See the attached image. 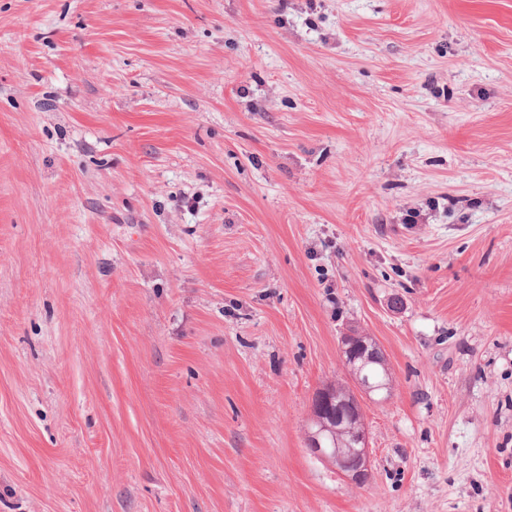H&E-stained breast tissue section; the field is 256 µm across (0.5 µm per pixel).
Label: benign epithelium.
Wrapping results in <instances>:
<instances>
[{
    "mask_svg": "<svg viewBox=\"0 0 512 512\" xmlns=\"http://www.w3.org/2000/svg\"><path fill=\"white\" fill-rule=\"evenodd\" d=\"M353 333L347 332L339 339V348L346 368L355 375L356 387L365 396H371L375 387L368 379L361 377L358 356L352 352ZM325 404L324 393L313 399L309 426L305 434V446L312 455L336 466V470L357 486L364 485L371 472L369 435L364 427H352L347 430L348 437L342 446L332 450L322 446L324 433L330 430L322 415L321 406Z\"/></svg>",
    "mask_w": 512,
    "mask_h": 512,
    "instance_id": "obj_1",
    "label": "benign epithelium"
}]
</instances>
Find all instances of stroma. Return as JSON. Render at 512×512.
Instances as JSON below:
<instances>
[{"mask_svg": "<svg viewBox=\"0 0 512 512\" xmlns=\"http://www.w3.org/2000/svg\"><path fill=\"white\" fill-rule=\"evenodd\" d=\"M0 512H512V0H0ZM353 337L354 336L352 332H347L344 333L343 336H340L339 348L341 357L347 370L350 369V371L355 375L357 389L365 396L369 397L370 399H373L371 397V394L375 390V387L371 385V383L366 377H361V365H357L358 356L352 352L353 346L351 344V340ZM326 390L333 396L334 405L327 408L324 418L321 415L323 414L321 406L325 404V391L321 390V393L315 395L309 426L305 434V446L315 457L335 465L336 470L350 482L362 486L368 481L371 472L369 435L366 427L355 426L348 429L347 439L342 440L344 446H337L338 448H323L322 440L326 431L338 432L325 420L329 424L334 422L335 426L342 428L359 421L363 423V415L344 402L345 394L349 391L348 386L337 382L326 386ZM339 402L343 403L336 405ZM342 419H344L343 423Z\"/></svg>", "mask_w": 512, "mask_h": 512, "instance_id": "35a3bbf8", "label": "stroma"}]
</instances>
